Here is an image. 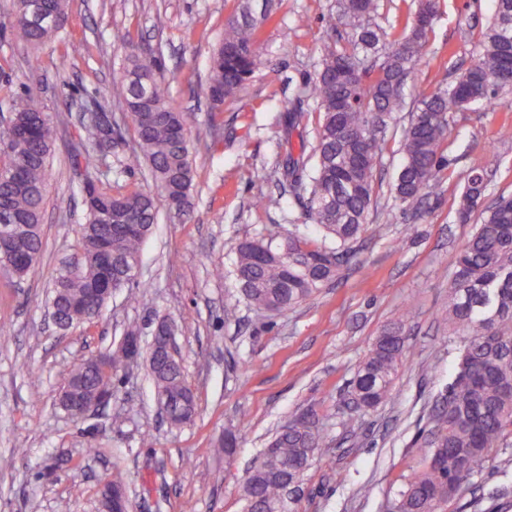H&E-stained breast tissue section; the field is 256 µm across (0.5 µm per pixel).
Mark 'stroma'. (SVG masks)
Returning <instances> with one entry per match:
<instances>
[{"instance_id": "1", "label": "stroma", "mask_w": 512, "mask_h": 512, "mask_svg": "<svg viewBox=\"0 0 512 512\" xmlns=\"http://www.w3.org/2000/svg\"><path fill=\"white\" fill-rule=\"evenodd\" d=\"M495 0H439L434 32L424 59L406 89L405 111L452 81L475 59ZM236 0H71L63 35L30 53L10 32V0H0V112L27 85H35L50 114L88 99L100 102L115 122L110 87L123 52L115 30L135 43L161 51L163 86L187 117L190 136L210 138L211 122L222 125L211 149L194 153L193 211L182 222L153 188L158 220L144 245L138 279L147 297L117 291L93 322L61 331L50 320L46 299L51 276L82 221V168L70 145L74 128L56 129L52 175L43 214L45 253L25 280L0 270V512H97L100 488L123 471L132 512H244L245 474L268 442L295 413L316 412L323 423L325 457L316 459L301 484L293 512H382L389 494L421 458L420 434L433 406L445 394L456 356L448 327L438 317L448 304L456 256L472 232L456 223L454 209L463 174L493 169L489 193L512 192V141L495 139L512 122V87L500 90L495 108L463 113L448 138L449 166L419 218L394 210L391 221L368 217L356 256L341 276L293 309L259 311L244 299L231 274L234 252L246 239L272 227L316 237L299 205L277 180H255L257 168H272L289 144L280 116L298 85L312 75L339 34L336 0H280L260 29L267 68L255 73L224 109L211 113L206 77L211 56L224 37ZM307 25H299V16ZM83 40L84 57L67 50ZM182 261L167 263L171 252ZM238 306L226 318L225 303ZM417 316L407 329V348L390 398L364 418L358 438L343 426L348 383L373 339L405 305ZM176 324L185 376L196 393V414L181 426L162 417L145 364L119 370L111 403L95 415L74 419L58 405L72 362L114 348L127 324L150 341L159 318ZM129 415H120L123 405ZM248 413L245 434L233 456L221 443L227 428ZM24 456L13 457L16 442ZM102 453L86 456L87 444ZM344 482H337V473ZM443 512H512V445L492 452L488 468L448 501Z\"/></svg>"}]
</instances>
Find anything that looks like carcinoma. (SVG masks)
Instances as JSON below:
<instances>
[{"mask_svg":"<svg viewBox=\"0 0 512 512\" xmlns=\"http://www.w3.org/2000/svg\"><path fill=\"white\" fill-rule=\"evenodd\" d=\"M32 0H12L14 41L37 49L61 34L68 21L69 0H51L56 23L31 20ZM251 0H238L236 17L225 30L207 75L208 90L233 98L258 71L267 67L259 41V19ZM495 15L482 32L472 65L445 88L424 97L411 112L401 141L403 161L390 195L394 205L409 210L429 195L448 168V135L454 114L495 104L499 90L512 85V0H496ZM379 0H339L345 37L325 49L319 67L297 92V104L284 118L285 134L299 132V152H289L278 166V181L288 183L300 202L304 223L325 233L317 243L293 233L272 231L245 240L236 249L233 274L244 299L266 309H291L334 280L355 256L354 243L366 231L370 212L388 215L378 203L376 169L388 140L394 114L402 108L408 81L422 60L438 13L437 0H411L403 19L388 26L377 21ZM114 43L125 51L123 75L112 82L110 96L130 121L134 144L122 163L132 172L148 166L153 182L179 190L186 200L177 216H191L194 182L192 141L178 129L186 117L168 100L160 84L162 58L142 54L130 34L116 32ZM13 130L25 138L14 154L0 155L3 168L18 177H0V225L17 224L11 239H0V265L13 263L21 280L43 258L41 227L54 150V122L32 90L12 104ZM314 122L312 138L304 135ZM73 143L74 157L83 158L85 185L99 190L116 205L115 214L96 219L86 215L76 225L74 243L52 279L47 299L66 331L95 318L101 305L92 294L101 273V244L128 266L140 262L141 248L157 220L153 195L136 185L112 190L101 169H112V141L95 120L86 118ZM490 179L487 168L475 167L463 178L455 220L480 223L459 251L448 289V325L457 342L454 373L448 393L436 404L422 435L424 456L389 499L387 512H439L458 495L471 476L486 467L496 448L508 445L512 433V195L501 194L485 204ZM416 315L406 305L371 343L349 382L350 398L359 402L344 420L355 435L361 416L383 404L399 373L406 328ZM104 373L82 357L71 367L62 389L73 399L93 396L112 386V374L125 366L115 350L108 351ZM157 399H167L180 420L195 412V396L183 368L166 356L156 358L149 372ZM322 448V423L311 410L288 420V431L277 432L257 462L258 470L244 482L243 498L255 500L264 512H287L282 482L303 479Z\"/></svg>","mask_w":512,"mask_h":512,"instance_id":"cac0c4a2","label":"carcinoma"}]
</instances>
